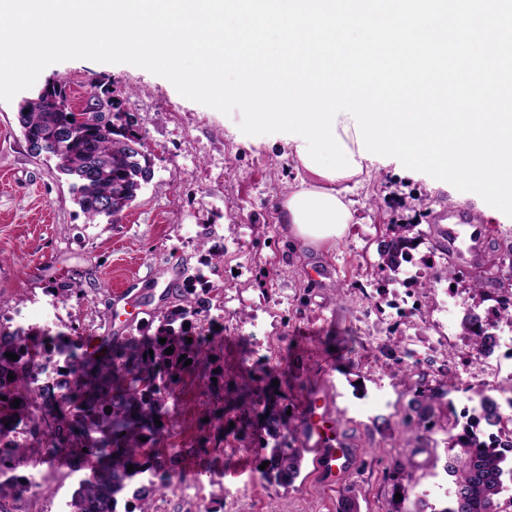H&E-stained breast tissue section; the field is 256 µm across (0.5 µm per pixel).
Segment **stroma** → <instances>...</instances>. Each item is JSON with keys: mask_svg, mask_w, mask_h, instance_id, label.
<instances>
[{"mask_svg": "<svg viewBox=\"0 0 512 512\" xmlns=\"http://www.w3.org/2000/svg\"><path fill=\"white\" fill-rule=\"evenodd\" d=\"M66 83L71 106L82 107L99 82L109 83L121 111L135 115L152 176L119 221L89 220L74 199L71 180L55 160L34 155L17 120L22 95L0 102V319L30 309L40 332L56 335H135L167 289L201 272L224 292V310H211L218 374L247 375L252 385L278 393L279 405L299 415L310 389L325 385L351 447L361 449L357 471L323 487L303 464L292 484L262 479L258 441L263 417L254 414L251 440L239 446L236 413L225 412L224 392L184 373L173 386L158 440L181 451L180 471L203 478L195 490L171 481L155 512H339L354 497L359 512H413L397 502L385 478L391 454L408 435L399 423L410 395L403 366L384 365L389 338H427L446 331L459 353L468 348L459 322L438 309L442 293L421 294L419 313L396 312L403 274L378 269V246L391 224L428 230L435 212L464 207L475 216L487 270L493 242L512 237V218L480 196L374 156L371 173L352 185L357 222L330 248L296 246L278 222L277 206L300 173L282 133L249 136L240 112L224 115L182 97L167 79L130 64L68 60L48 66L37 86ZM185 119L174 122L170 105ZM73 282L80 296L51 293ZM390 428L380 431L382 420ZM26 470L40 488L15 512H63L79 473L55 462L47 442L32 443Z\"/></svg>", "mask_w": 512, "mask_h": 512, "instance_id": "stroma-1", "label": "stroma"}]
</instances>
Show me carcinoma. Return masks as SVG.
I'll list each match as a JSON object with an SVG mask.
<instances>
[{
	"instance_id": "carcinoma-1",
	"label": "carcinoma",
	"mask_w": 512,
	"mask_h": 512,
	"mask_svg": "<svg viewBox=\"0 0 512 512\" xmlns=\"http://www.w3.org/2000/svg\"><path fill=\"white\" fill-rule=\"evenodd\" d=\"M67 97L61 85L44 91L20 105L18 120L24 133L36 134L40 143L30 147L39 156L56 160V168L73 178L72 191L89 220L100 217L117 220L137 197L142 183L151 178V167L143 150L140 131L129 112H116L112 97L93 95V108L85 123L68 134H57L65 126L67 114L58 101ZM112 199V211L103 213L99 200ZM413 224H390L380 245L379 270L399 271L408 251L416 248L425 234L414 232ZM491 266L512 272V242L498 245ZM190 277L180 288H170L171 301L153 312L158 320L155 331L119 342L109 336L100 339L97 357L81 352L80 336L59 334L48 342L27 344L20 334L0 325V436L24 426L31 438L40 441L42 427L49 431L52 452L68 459L74 472H83L77 489L66 503L67 512H117L119 498L131 480L147 473V483L136 489L125 502L124 512H152L154 497L163 493L172 478L178 452L164 453L151 446L162 427L155 420L167 414L166 399L179 374L209 362L214 339L203 333L202 321L210 312V302L196 293ZM497 322L512 324V299L495 297ZM189 327H184V324ZM491 324L466 314L461 336L467 341L468 355L479 357L491 347ZM166 342L161 344L159 339ZM192 343H187V340ZM173 352L165 354L167 348ZM18 356L13 361L5 353ZM66 355L60 370L51 380L37 383L36 369L44 355ZM192 360L184 366L181 355ZM13 380H8V375ZM454 388V382L431 385L419 380L412 388L414 399L401 416V424L415 438L434 431L444 435L451 451L446 462L453 492L447 506L431 512H504L502 499L505 460L495 448L481 440L480 430L469 429L454 416L433 413V404ZM7 400H2V397ZM479 421L503 432L512 430L507 417L487 394L479 393ZM264 403L262 416L266 438L262 448L269 453L261 461L269 462L261 476L277 483L293 481L301 472L304 455L289 439L292 429L286 411L277 409L269 396L258 394ZM20 401L14 408L11 403ZM111 412H105L106 407ZM147 441H141V438ZM421 452L413 445L391 456L386 470L394 488L406 494L417 485L412 458ZM27 448L17 440L11 447H0V501L24 497L21 481ZM134 471H128V466Z\"/></svg>"
}]
</instances>
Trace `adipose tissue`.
Masks as SVG:
<instances>
[{
    "mask_svg": "<svg viewBox=\"0 0 512 512\" xmlns=\"http://www.w3.org/2000/svg\"><path fill=\"white\" fill-rule=\"evenodd\" d=\"M344 179L305 170L297 187L279 205L291 239L306 247L334 245L355 221Z\"/></svg>",
    "mask_w": 512,
    "mask_h": 512,
    "instance_id": "adipose-tissue-1",
    "label": "adipose tissue"
}]
</instances>
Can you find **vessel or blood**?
I'll use <instances>...</instances> for the list:
<instances>
[{
	"instance_id": "1",
	"label": "vessel or blood",
	"mask_w": 512,
	"mask_h": 512,
	"mask_svg": "<svg viewBox=\"0 0 512 512\" xmlns=\"http://www.w3.org/2000/svg\"><path fill=\"white\" fill-rule=\"evenodd\" d=\"M443 221V234L453 249H465L468 257L465 267H472L474 245L469 244L462 226L471 219L469 212L458 210L438 213ZM299 428L303 447L311 459L314 473L326 486H334L346 479L357 466L356 453L345 443L339 414L327 394L320 389L309 392L303 400Z\"/></svg>"
}]
</instances>
